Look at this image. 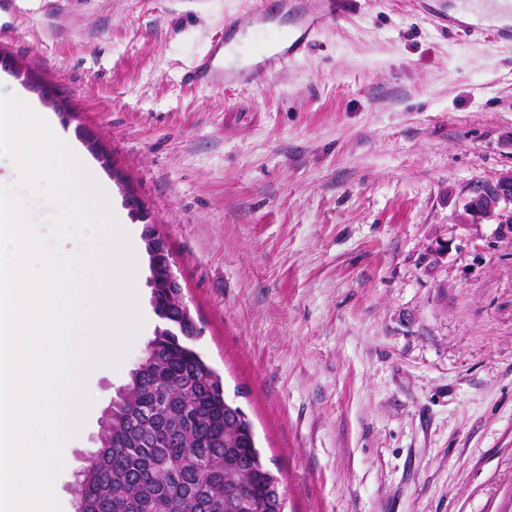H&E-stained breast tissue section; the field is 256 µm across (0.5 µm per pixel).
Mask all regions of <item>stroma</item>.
Wrapping results in <instances>:
<instances>
[{
  "instance_id": "stroma-1",
  "label": "stroma",
  "mask_w": 512,
  "mask_h": 512,
  "mask_svg": "<svg viewBox=\"0 0 512 512\" xmlns=\"http://www.w3.org/2000/svg\"><path fill=\"white\" fill-rule=\"evenodd\" d=\"M241 0H15L0 51L55 87L166 238L197 350L252 423L285 512H512V233L462 224L512 170V45L414 0H338L302 57L246 93L185 71ZM92 400L56 481L160 320Z\"/></svg>"
}]
</instances>
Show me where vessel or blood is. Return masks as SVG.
<instances>
[{
  "label": "vessel or blood",
  "mask_w": 512,
  "mask_h": 512,
  "mask_svg": "<svg viewBox=\"0 0 512 512\" xmlns=\"http://www.w3.org/2000/svg\"><path fill=\"white\" fill-rule=\"evenodd\" d=\"M424 10L443 27L468 37L490 39L491 43L512 42V8L499 14L481 13L447 0H420ZM330 17L329 11L317 7L314 0H265L264 6L250 13V23L262 30L284 27L277 49L257 64L228 71L224 68V39L213 38L206 50L190 67L184 80L197 88L224 86L247 90L263 85L268 71L304 54L311 38Z\"/></svg>",
  "instance_id": "b4317fda"
}]
</instances>
